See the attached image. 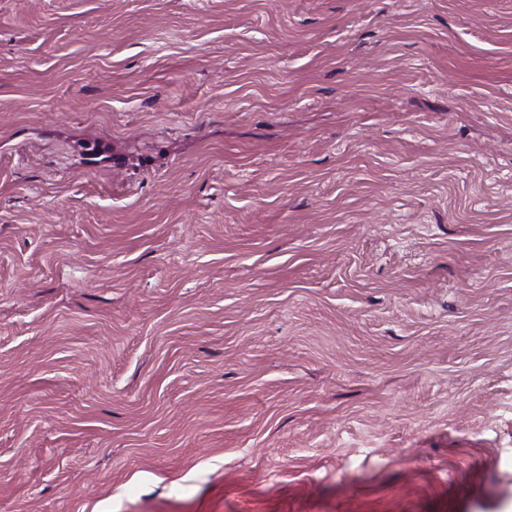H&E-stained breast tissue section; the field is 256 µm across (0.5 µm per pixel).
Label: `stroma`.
I'll use <instances>...</instances> for the list:
<instances>
[{
  "label": "stroma",
  "mask_w": 512,
  "mask_h": 512,
  "mask_svg": "<svg viewBox=\"0 0 512 512\" xmlns=\"http://www.w3.org/2000/svg\"><path fill=\"white\" fill-rule=\"evenodd\" d=\"M0 512H512V0H0Z\"/></svg>",
  "instance_id": "1"
}]
</instances>
